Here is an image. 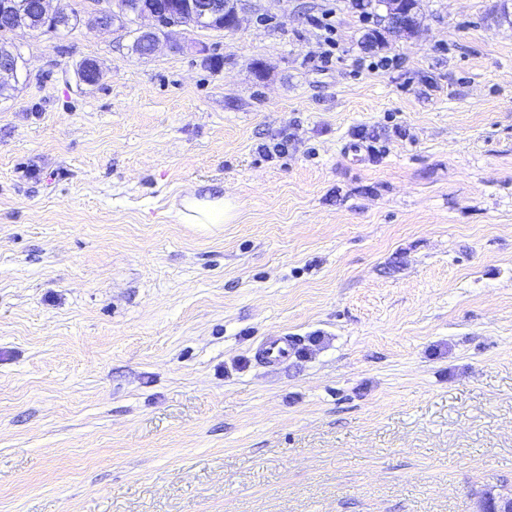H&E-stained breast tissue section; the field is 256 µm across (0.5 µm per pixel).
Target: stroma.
I'll return each mask as SVG.
<instances>
[{
  "label": "stroma",
  "mask_w": 512,
  "mask_h": 512,
  "mask_svg": "<svg viewBox=\"0 0 512 512\" xmlns=\"http://www.w3.org/2000/svg\"><path fill=\"white\" fill-rule=\"evenodd\" d=\"M419 5L374 48L351 0H242L236 31L177 29L149 56L132 24L13 34L0 512L512 493V0ZM208 194L236 220L185 223ZM271 336L288 360L257 359ZM379 6L385 7V16L382 17L383 22L387 23V27L390 28L391 33L401 34L407 32H413L420 27L423 20L419 15H410L407 19L403 20L398 17L399 12L393 9L392 5L388 3H380Z\"/></svg>",
  "instance_id": "stroma-1"
}]
</instances>
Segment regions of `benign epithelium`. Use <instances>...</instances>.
I'll return each instance as SVG.
<instances>
[{
  "mask_svg": "<svg viewBox=\"0 0 512 512\" xmlns=\"http://www.w3.org/2000/svg\"><path fill=\"white\" fill-rule=\"evenodd\" d=\"M166 9L161 11L155 0H88L84 6L87 15L86 28L90 31L106 30L121 23L128 13L139 20L149 22L142 36L156 51L161 38L174 28L190 30L213 25L220 29L235 30L239 27L238 14L224 18L221 7L214 0H166ZM385 16L382 20L395 34L412 32L420 27L422 18L411 15L403 20L393 6L384 4ZM68 9L62 0H37L28 5L22 0H0V34L5 36L17 30L33 33L59 32L69 29ZM79 81L93 85L100 77L99 65L86 61L77 71ZM19 82V66L12 57L0 60V83L10 85ZM479 512H512V494L503 495L492 487L486 488L480 500Z\"/></svg>",
  "mask_w": 512,
  "mask_h": 512,
  "instance_id": "obj_1",
  "label": "benign epithelium"
}]
</instances>
